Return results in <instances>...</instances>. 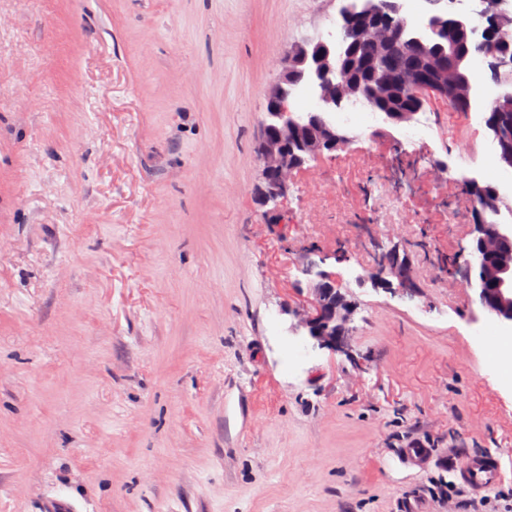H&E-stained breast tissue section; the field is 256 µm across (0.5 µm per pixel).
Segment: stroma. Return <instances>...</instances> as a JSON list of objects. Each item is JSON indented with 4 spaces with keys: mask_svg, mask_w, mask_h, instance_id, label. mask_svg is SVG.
<instances>
[{
    "mask_svg": "<svg viewBox=\"0 0 512 512\" xmlns=\"http://www.w3.org/2000/svg\"><path fill=\"white\" fill-rule=\"evenodd\" d=\"M340 6L0 0V512H512V383L456 271L485 124L360 112L285 223L257 204L264 92ZM395 247L415 297L372 280ZM312 262L362 366L288 332ZM499 461L492 456L473 458L468 466L458 472L459 480L472 488L491 485L499 475Z\"/></svg>",
    "mask_w": 512,
    "mask_h": 512,
    "instance_id": "35a3bbf8",
    "label": "stroma"
}]
</instances>
